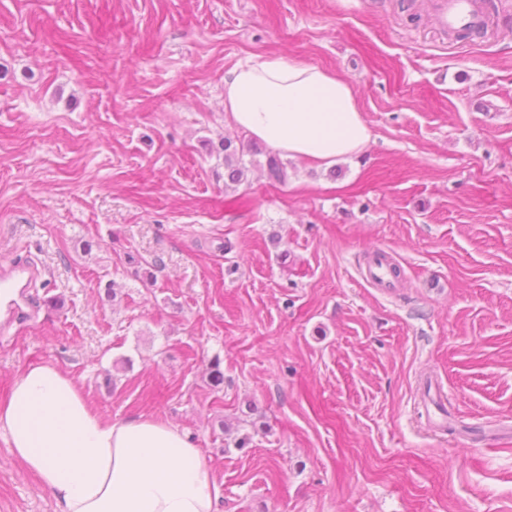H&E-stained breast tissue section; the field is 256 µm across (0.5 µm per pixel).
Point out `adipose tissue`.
I'll return each instance as SVG.
<instances>
[{
	"label": "adipose tissue",
	"mask_w": 512,
	"mask_h": 512,
	"mask_svg": "<svg viewBox=\"0 0 512 512\" xmlns=\"http://www.w3.org/2000/svg\"><path fill=\"white\" fill-rule=\"evenodd\" d=\"M224 112L273 151L320 166L371 140L350 83L292 56L236 65L224 79ZM0 438L51 490L58 512H217L208 465L184 432L151 417L104 418L53 364L13 379Z\"/></svg>",
	"instance_id": "obj_1"
}]
</instances>
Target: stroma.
<instances>
[{
	"label": "stroma",
	"mask_w": 512,
	"mask_h": 512,
	"mask_svg": "<svg viewBox=\"0 0 512 512\" xmlns=\"http://www.w3.org/2000/svg\"><path fill=\"white\" fill-rule=\"evenodd\" d=\"M457 42L433 0H0V328L105 418L177 426L218 512H512V0ZM336 71L372 132L224 185V78ZM392 251L396 288L360 270ZM220 361L222 389L209 385ZM447 409L422 413L421 385ZM0 440V512H56ZM34 277L33 270L22 261H15L7 273L2 272L1 288H28L29 281Z\"/></svg>",
	"instance_id": "stroma-1"
}]
</instances>
